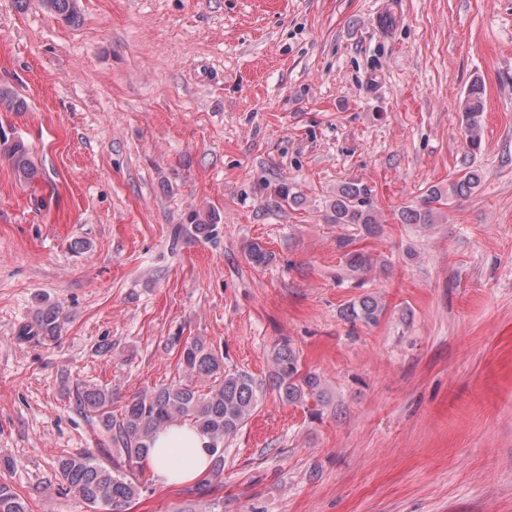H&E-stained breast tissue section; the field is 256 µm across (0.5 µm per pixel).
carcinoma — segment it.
Here are the masks:
<instances>
[{
    "mask_svg": "<svg viewBox=\"0 0 512 512\" xmlns=\"http://www.w3.org/2000/svg\"><path fill=\"white\" fill-rule=\"evenodd\" d=\"M42 4L68 23L80 21L78 0H41ZM26 102L6 87L0 88V110L22 112ZM484 88L474 81L465 97L461 115V135L466 146L477 150L482 142ZM0 155L11 164L19 180L32 183L44 176L34 163L28 144L21 138H0ZM483 173L479 169L465 171L451 182V195L466 198L479 186ZM443 194L430 188L422 203L400 212L404 224H433L439 215ZM333 222L352 224L372 234L380 223L370 200L369 190L356 183H346L332 201ZM250 264L261 267L272 259L262 243L252 241L245 248ZM348 266L353 272H364L373 266L369 254L348 253ZM383 305L374 295L361 297L349 305L345 319L351 324H374ZM64 320L60 308L52 305L36 308L32 323L20 330L24 340L52 342L61 333ZM177 350L178 378L151 391L129 398L117 414L112 413L113 392L107 386L85 385L75 389L74 405L85 416L96 421L111 435L118 457L104 463L91 454H71L60 458L57 472L64 490L78 495L92 512H125L138 499L145 484L135 476L143 470V461L153 436L167 425L189 424L209 438L211 464L197 485L200 494H211L224 483V441L235 436L256 411L264 393V385L250 373L224 369V354L200 338L185 342L171 341ZM299 353L285 341L271 356L269 384L284 403L304 404L310 398L321 400L320 378L301 374ZM0 512H31L29 501L11 485L0 482Z\"/></svg>",
    "mask_w": 512,
    "mask_h": 512,
    "instance_id": "cac0c4a2",
    "label": "carcinoma"
}]
</instances>
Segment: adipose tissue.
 <instances>
[{"mask_svg": "<svg viewBox=\"0 0 512 512\" xmlns=\"http://www.w3.org/2000/svg\"><path fill=\"white\" fill-rule=\"evenodd\" d=\"M209 440L188 425H172L154 438L146 465L155 483L174 486L202 476L210 463Z\"/></svg>", "mask_w": 512, "mask_h": 512, "instance_id": "ef3b65f1", "label": "adipose tissue"}]
</instances>
